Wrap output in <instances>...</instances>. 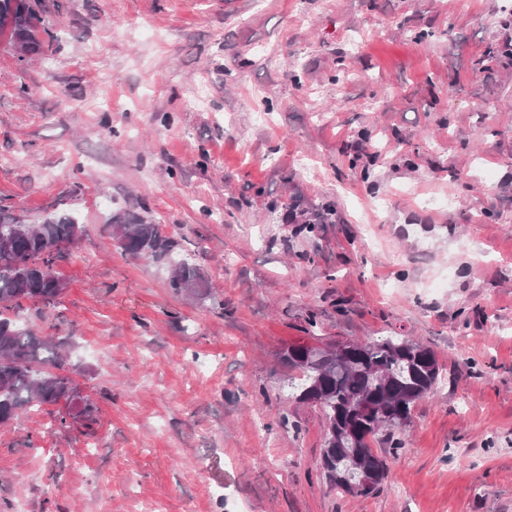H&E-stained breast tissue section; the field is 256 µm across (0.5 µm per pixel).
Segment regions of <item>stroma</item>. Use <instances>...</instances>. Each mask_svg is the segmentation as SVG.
I'll use <instances>...</instances> for the list:
<instances>
[{
	"label": "stroma",
	"instance_id": "35a3bbf8",
	"mask_svg": "<svg viewBox=\"0 0 512 512\" xmlns=\"http://www.w3.org/2000/svg\"><path fill=\"white\" fill-rule=\"evenodd\" d=\"M40 16L54 41L28 65L0 37V204L82 233L60 302L8 315L61 343L94 412L0 426V512H512V0ZM119 210L163 224L206 292L125 254ZM389 336L440 378L372 439L377 490L346 494L282 353Z\"/></svg>",
	"mask_w": 512,
	"mask_h": 512
}]
</instances>
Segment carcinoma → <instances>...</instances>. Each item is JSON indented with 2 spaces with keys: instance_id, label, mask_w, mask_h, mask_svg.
Here are the masks:
<instances>
[{
  "instance_id": "cac0c4a2",
  "label": "carcinoma",
  "mask_w": 512,
  "mask_h": 512,
  "mask_svg": "<svg viewBox=\"0 0 512 512\" xmlns=\"http://www.w3.org/2000/svg\"><path fill=\"white\" fill-rule=\"evenodd\" d=\"M40 7V0H0V35H8L24 57L42 54L44 44L54 41L50 33L40 37L36 24ZM109 224L124 252L169 267L168 285L175 293L196 296L206 287L200 269L179 258V242L164 232L163 225L122 212L112 215ZM80 233L76 218L66 213L33 225L0 222V424L33 406L63 402L66 412L59 413L58 420L60 427L68 426L69 393L75 385L72 377L57 371L58 344L3 312L23 299L48 306L57 303L65 287L58 283L55 263L62 257L63 245L75 242ZM286 361L300 372V377L289 379V397L300 402L306 393L323 410L326 477L348 493L356 473L362 471L377 487L386 463L370 448V438L384 428L411 421L414 405L439 377L433 350L395 337L355 344L348 361L332 349L316 350L306 364L290 355Z\"/></svg>"
}]
</instances>
